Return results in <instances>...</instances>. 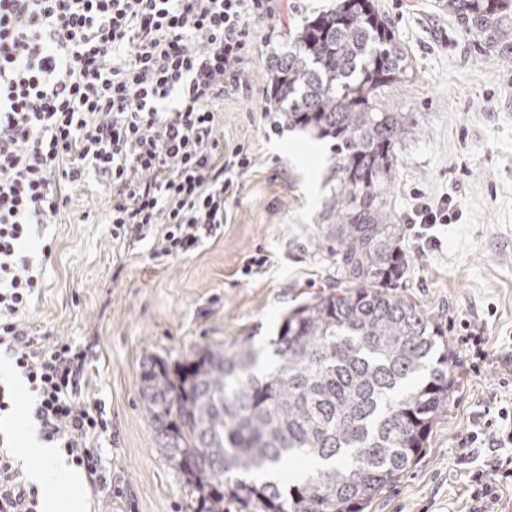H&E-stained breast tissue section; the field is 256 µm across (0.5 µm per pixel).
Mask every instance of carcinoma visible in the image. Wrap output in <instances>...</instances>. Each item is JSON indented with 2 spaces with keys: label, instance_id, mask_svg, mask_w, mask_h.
<instances>
[{
  "label": "carcinoma",
  "instance_id": "carcinoma-1",
  "mask_svg": "<svg viewBox=\"0 0 512 512\" xmlns=\"http://www.w3.org/2000/svg\"><path fill=\"white\" fill-rule=\"evenodd\" d=\"M490 55L512 62L509 0H440ZM406 54L373 0H339L306 18L266 75L288 125L339 140L340 282L294 308L259 375L249 339L204 346L186 362L144 364L140 399L166 457L199 494L194 512H364L423 451L448 415L454 352L437 325L392 293L404 275L403 230L388 184L410 128L376 104L408 75ZM303 456L321 464L296 485L241 476Z\"/></svg>",
  "mask_w": 512,
  "mask_h": 512
}]
</instances>
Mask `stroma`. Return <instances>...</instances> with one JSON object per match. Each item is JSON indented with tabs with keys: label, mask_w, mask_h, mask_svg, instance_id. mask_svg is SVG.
I'll list each match as a JSON object with an SVG mask.
<instances>
[{
	"label": "stroma",
	"mask_w": 512,
	"mask_h": 512,
	"mask_svg": "<svg viewBox=\"0 0 512 512\" xmlns=\"http://www.w3.org/2000/svg\"><path fill=\"white\" fill-rule=\"evenodd\" d=\"M374 2L411 63L379 99L414 130L391 179V212L405 227L417 200L449 201V222L433 230L438 246L424 248L405 227L397 293L441 328L459 385L422 454L365 512H464L480 454L467 436L512 407L502 366L512 356V63L484 54L438 0ZM272 4L243 63L250 94L209 104L221 142L248 144L254 156L219 230L187 254L155 255L152 238H113L112 192L89 181L66 186V207L30 243L36 252L51 245L52 255L28 324L88 352L85 391L112 424L96 441L112 471V512L198 506L142 409L144 363L185 362L205 345L247 338L271 364L283 316L336 286L326 227L336 221L337 141L289 128L266 85L273 57L288 51L302 21L336 0ZM261 256L265 265L249 266ZM470 328L487 340L476 372L462 340Z\"/></svg>",
	"instance_id": "obj_1"
}]
</instances>
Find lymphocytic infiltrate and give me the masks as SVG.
<instances>
[{"label":"lymphocytic infiltrate","instance_id":"obj_1","mask_svg":"<svg viewBox=\"0 0 512 512\" xmlns=\"http://www.w3.org/2000/svg\"><path fill=\"white\" fill-rule=\"evenodd\" d=\"M270 0H0V350L34 397L43 439L102 499L112 476L92 441L109 425L82 393L84 349L26 324L44 258L29 249L67 205V184L112 189L113 238L154 232L180 256L220 228L248 145L225 149L209 101L247 91L242 68ZM472 512H496L512 458L469 477ZM0 512H41L0 438Z\"/></svg>","mask_w":512,"mask_h":512}]
</instances>
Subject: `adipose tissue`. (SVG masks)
Wrapping results in <instances>:
<instances>
[{
  "instance_id": "adipose-tissue-1",
  "label": "adipose tissue",
  "mask_w": 512,
  "mask_h": 512,
  "mask_svg": "<svg viewBox=\"0 0 512 512\" xmlns=\"http://www.w3.org/2000/svg\"><path fill=\"white\" fill-rule=\"evenodd\" d=\"M0 426L15 430V452L32 465V479L43 494V512H90L83 472L67 465L58 449L41 439L36 425L15 414L0 420Z\"/></svg>"
}]
</instances>
